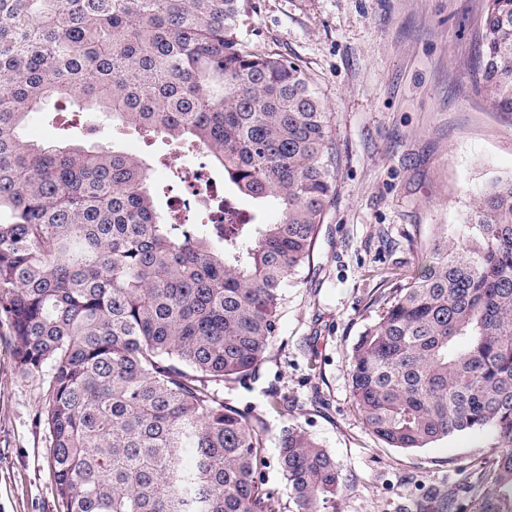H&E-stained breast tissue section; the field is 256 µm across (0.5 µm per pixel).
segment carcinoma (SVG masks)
<instances>
[{"mask_svg":"<svg viewBox=\"0 0 512 512\" xmlns=\"http://www.w3.org/2000/svg\"><path fill=\"white\" fill-rule=\"evenodd\" d=\"M475 78L512 113V0H485ZM249 0H0V336L49 376L44 423L60 512H280L262 478L268 429L219 389L255 374L286 287L310 263L336 182L331 113L297 62L248 52ZM107 112L203 149L223 222L158 210L140 157L18 129L46 103ZM463 233L436 225L419 274L355 343L351 393L393 448L490 428L488 492L419 512H512V176L490 180ZM278 464L297 512L344 485L296 425Z\"/></svg>","mask_w":512,"mask_h":512,"instance_id":"cac0c4a2","label":"carcinoma"}]
</instances>
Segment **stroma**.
Instances as JSON below:
<instances>
[{
  "label": "stroma",
  "mask_w": 512,
  "mask_h": 512,
  "mask_svg": "<svg viewBox=\"0 0 512 512\" xmlns=\"http://www.w3.org/2000/svg\"><path fill=\"white\" fill-rule=\"evenodd\" d=\"M485 0H251L240 37L314 78L332 112L336 190L314 258L284 290L278 332L255 375L223 389L225 405L271 432L262 474L297 512L276 435L297 424L323 444L345 482L326 512H416L438 493L483 487L477 466L492 432L400 449L366 426L351 395L350 356L392 292L420 271L435 225L460 223L488 180L512 175V114L496 111L474 74ZM86 140V117L34 113L23 137ZM99 143L150 160L157 205L181 194L184 168L211 170L195 145L101 119ZM47 383L21 375L0 341V512H57L40 419ZM277 394L285 412L269 410Z\"/></svg>",
  "instance_id": "obj_1"
}]
</instances>
